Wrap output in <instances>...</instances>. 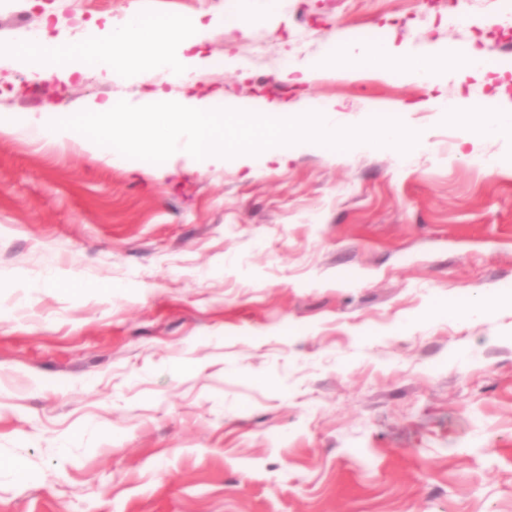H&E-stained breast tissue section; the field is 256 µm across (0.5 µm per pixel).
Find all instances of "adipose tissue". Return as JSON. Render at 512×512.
I'll return each instance as SVG.
<instances>
[{"label": "adipose tissue", "mask_w": 512, "mask_h": 512, "mask_svg": "<svg viewBox=\"0 0 512 512\" xmlns=\"http://www.w3.org/2000/svg\"><path fill=\"white\" fill-rule=\"evenodd\" d=\"M366 69L382 73L396 70L408 82L428 87L430 95L419 102V109L444 114L464 125L465 141L471 146H479L482 140L512 130V99L498 98L495 107L489 109L473 97L448 93L449 80L459 83L469 78L485 80L488 69L483 55L473 48L453 53L448 45L433 44L416 52L388 42L368 45L352 35L342 34L316 61L288 67L303 82L317 71L336 75Z\"/></svg>", "instance_id": "adipose-tissue-1"}]
</instances>
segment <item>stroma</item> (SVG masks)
<instances>
[{"label": "stroma", "instance_id": "stroma-1", "mask_svg": "<svg viewBox=\"0 0 512 512\" xmlns=\"http://www.w3.org/2000/svg\"><path fill=\"white\" fill-rule=\"evenodd\" d=\"M69 0H0L69 39ZM201 17L216 107L332 100L338 124L428 97L364 73L292 85L337 34L506 62L503 0H97L88 20ZM259 21L251 32L239 16ZM261 44L248 78L225 68ZM90 70L36 82L0 55V110L141 101ZM400 120L407 159L317 144L259 162L111 161L0 129V512H512V132ZM499 161L487 171L484 160ZM482 316L468 315L472 297Z\"/></svg>", "mask_w": 512, "mask_h": 512}]
</instances>
